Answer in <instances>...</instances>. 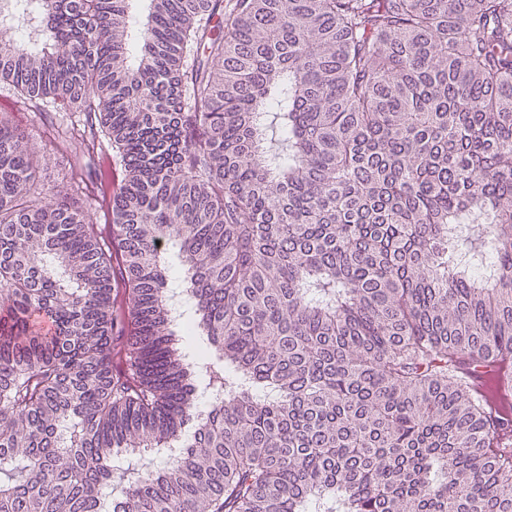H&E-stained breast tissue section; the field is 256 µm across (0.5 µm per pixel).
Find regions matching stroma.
Listing matches in <instances>:
<instances>
[{
  "instance_id": "35a3bbf8",
  "label": "stroma",
  "mask_w": 512,
  "mask_h": 512,
  "mask_svg": "<svg viewBox=\"0 0 512 512\" xmlns=\"http://www.w3.org/2000/svg\"><path fill=\"white\" fill-rule=\"evenodd\" d=\"M0 112L25 130L37 148V199L90 201L86 218L103 242L112 240V199L124 175L120 153L87 115L46 99L24 103L13 88L0 85Z\"/></svg>"
}]
</instances>
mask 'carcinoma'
Wrapping results in <instances>:
<instances>
[{"label": "carcinoma", "mask_w": 512, "mask_h": 512, "mask_svg": "<svg viewBox=\"0 0 512 512\" xmlns=\"http://www.w3.org/2000/svg\"><path fill=\"white\" fill-rule=\"evenodd\" d=\"M22 2L0 84L124 177L108 251L0 113V512H512V0ZM509 367V361H499L492 374L486 367L471 370L469 373L473 385L487 399L493 411L505 418L511 417L512 397L504 386Z\"/></svg>", "instance_id": "cac0c4a2"}]
</instances>
